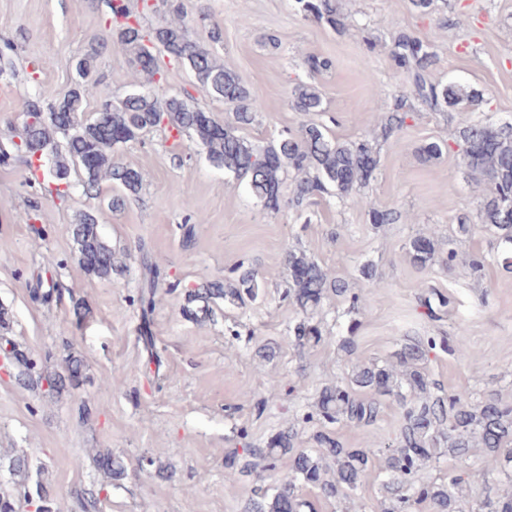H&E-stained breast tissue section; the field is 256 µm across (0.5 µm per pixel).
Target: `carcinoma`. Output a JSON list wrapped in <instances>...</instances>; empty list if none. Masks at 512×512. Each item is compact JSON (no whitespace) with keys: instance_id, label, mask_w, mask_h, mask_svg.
Listing matches in <instances>:
<instances>
[{"instance_id":"1","label":"carcinoma","mask_w":512,"mask_h":512,"mask_svg":"<svg viewBox=\"0 0 512 512\" xmlns=\"http://www.w3.org/2000/svg\"><path fill=\"white\" fill-rule=\"evenodd\" d=\"M301 11L319 22L336 28L344 25L337 0H296ZM112 26L108 38L91 44L76 63L78 79L65 97L52 89H43L26 102L27 122L20 143L0 151V166L21 162L34 180H43V189L59 199L70 194L77 173L83 192L99 188V182L110 178L123 187L126 194L141 191L142 174L121 163L116 157L112 133L122 130L128 141H134L149 129L162 127L168 137H185L202 146L207 159L216 168L246 181L252 196L268 211L280 210L281 186L289 170L297 174L291 202L299 207L317 193L335 192L339 197H354L375 177L379 166L378 152L367 138L339 141L317 124H305L295 133H284L259 147L239 134L252 124L261 102L209 49L194 39L193 25L169 3L174 19L152 28L144 27L130 0H105ZM119 49L128 67L143 75L147 87L126 95L116 106L105 101L91 116H85L89 98L97 93L93 78L95 64L110 47ZM164 52L173 62L187 66L196 81L209 94L232 107V120L219 123L209 112L189 106L176 96L161 95L167 80L157 53ZM394 66L411 76V92L422 102L437 107H450L475 102L474 93L459 85L440 86L429 78L437 63V55L417 38L400 35L390 50ZM292 108L297 112H319L322 97L316 87L299 84L292 92ZM404 101L396 102L386 113L380 126L381 137L388 139L399 133L406 122ZM66 138L59 149L57 135ZM461 143L462 165L484 185L477 212L478 223L493 232L500 251L476 254L469 260L477 271L488 262L512 263V124L470 123L457 131ZM90 160L87 167H76L81 159ZM369 222L383 225L400 220L395 210L368 209ZM76 244L79 271L102 280L125 266L123 256L116 253L100 234L95 215L85 212L71 225ZM409 263L425 270L440 260L453 265L458 258L454 239L443 248L430 234L419 232L405 244ZM145 287L139 296L143 314L155 306L160 269L147 256H142ZM288 271L285 296L302 314L293 329L298 346L331 341L315 322L324 302L334 295L358 302L348 294L345 283L328 268L303 251L290 249L286 256ZM258 272L253 268H237V277L226 284L222 280L203 282L188 290L183 313L196 322L215 315L214 306L224 302L242 306L259 293ZM358 323L347 327V334L336 337L339 350L350 363V370L340 382L323 387L305 419L318 418L323 429L314 435L317 455L297 447L298 433L292 427L271 436L263 448H247L252 460L244 468L254 469L257 462L268 470L280 468L282 474L273 493L251 498L243 512H305L312 504L303 497L306 487L319 491L327 500L352 499L363 479L373 471L375 459L383 456L379 471L382 476L380 512H412L418 502H427L432 512H465L466 491L480 488L484 499L477 502L478 512H512V405L495 394L479 399L467 392L447 391L432 380L427 371L430 353L440 350L461 361H469L473 353L465 343L450 342L446 336L400 337L396 349L384 362L366 360L357 353L355 340ZM14 377L23 385L44 388L50 397L79 390L86 381L81 358L68 356L61 373H38L35 363L22 352L11 349ZM393 399L403 409L402 424L394 445L386 448H348L334 435L331 427L354 426L374 428L382 417L384 402ZM475 448L481 449L479 463L466 466L459 473L440 480L432 470L445 456L467 460ZM96 469L112 481L124 478L126 467L112 453L98 452L93 458ZM32 464L29 458L11 459L7 471L22 478L15 496L0 494V512H19L21 502L35 507V512H51L50 494L42 481L36 492L25 487ZM78 512H99L100 497L83 490L75 492Z\"/></svg>"}]
</instances>
